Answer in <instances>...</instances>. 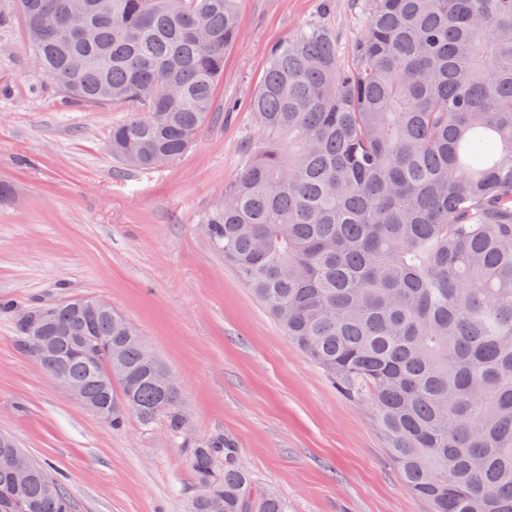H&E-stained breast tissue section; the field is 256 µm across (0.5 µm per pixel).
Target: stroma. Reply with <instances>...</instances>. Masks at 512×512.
<instances>
[{
	"instance_id": "stroma-1",
	"label": "stroma",
	"mask_w": 512,
	"mask_h": 512,
	"mask_svg": "<svg viewBox=\"0 0 512 512\" xmlns=\"http://www.w3.org/2000/svg\"><path fill=\"white\" fill-rule=\"evenodd\" d=\"M370 0H243L214 97L219 112L177 161L113 158L121 108L64 102L32 64L16 0H0V433L62 480L73 512H186L188 450L221 437L288 512H431L405 489L373 408L348 399L285 336L217 253L203 218L257 138L251 92L270 51L318 27L350 65ZM100 299L173 372L191 416L112 430L21 352L28 306Z\"/></svg>"
}]
</instances>
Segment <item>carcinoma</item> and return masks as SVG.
<instances>
[{"instance_id": "obj_1", "label": "carcinoma", "mask_w": 512, "mask_h": 512, "mask_svg": "<svg viewBox=\"0 0 512 512\" xmlns=\"http://www.w3.org/2000/svg\"><path fill=\"white\" fill-rule=\"evenodd\" d=\"M242 0H19L39 71L63 99L112 103V156L177 161L214 108ZM260 142L203 224L285 335L367 401L406 488L433 512H512V0H372L349 69L336 40L275 46L251 93ZM28 310L20 350L79 386L114 431L128 416L182 436L181 389L110 306ZM38 327L54 354L27 345ZM94 359L72 355L78 340ZM188 512H288L219 438L189 449ZM0 447V512H70L38 462L23 485Z\"/></svg>"}]
</instances>
